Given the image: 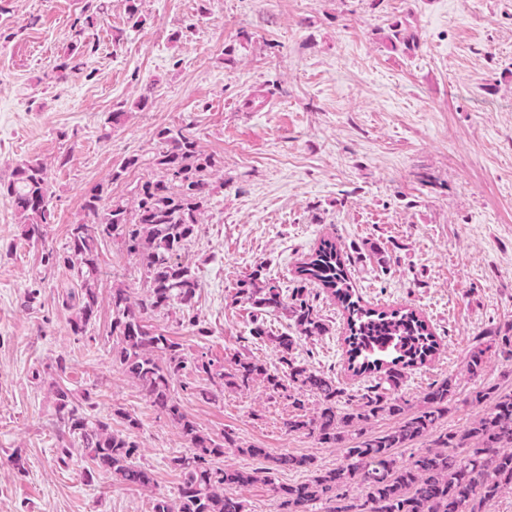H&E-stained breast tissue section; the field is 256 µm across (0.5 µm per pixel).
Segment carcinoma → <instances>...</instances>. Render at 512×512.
Segmentation results:
<instances>
[{"mask_svg":"<svg viewBox=\"0 0 512 512\" xmlns=\"http://www.w3.org/2000/svg\"><path fill=\"white\" fill-rule=\"evenodd\" d=\"M165 145L156 159L162 175L141 183L135 205L106 201L107 189L95 188L85 199L88 220L72 224L66 251L57 256L47 251L44 261L62 259L73 288L61 295L62 304L77 308L71 321L76 334L96 321L99 295L101 241L118 242L136 258L147 274V291L133 308L124 288L112 290L111 332L113 361L139 384L159 413L179 427L188 451L174 460L180 470L178 500L164 495L154 499L153 512H245L244 501L234 490L263 482L271 487L275 512H489V508L512 492V389L481 388L471 403L481 412L460 430H441L448 414V401L455 383L448 378L433 384L422 404L411 410L395 397L404 370L421 365L437 349L431 326L421 315L407 309H375L361 304L346 260L336 244L325 240L298 269L303 285L283 301L271 280L257 270L240 282L234 302L264 311L282 309L298 331L319 336L325 324L319 316L306 283H317L336 298L346 313L348 369L354 374H380L371 391L341 400L344 391L323 373L287 361L288 378L320 399L309 417L288 419V431L317 439L329 448L342 450V462L320 469L307 455L288 452L275 456L255 446L244 447L230 432L219 439L201 429L171 392L174 377L192 370L208 380L219 379L228 389H246L262 381L268 390L285 389L279 377L250 355L236 351L224 358L222 371H213V360L190 357L170 337L155 332L147 318L177 314L179 321L196 326L191 309L197 277L181 261V250L199 224V215L214 191L210 181L213 158L183 128L158 132ZM54 197L50 173L41 162L16 167L14 179L0 185V199L7 202L25 224V235L38 242L51 219ZM512 362V326L476 337L467 358L469 377L478 381L492 354ZM56 416L62 422L59 459L70 457L72 442H78L87 462L86 474L107 473L124 484L149 489L155 485L151 470L136 461L138 445L129 431L138 421L120 411L128 432L89 412L90 396L75 395L67 386L54 384ZM382 414L399 417L388 431L367 432L366 425ZM432 435L431 446L411 455L408 462L396 460L395 450L407 448ZM227 451L262 457L271 466L255 471L227 468L218 462ZM279 470L308 471L311 478L297 484L279 485L272 474Z\"/></svg>","mask_w":512,"mask_h":512,"instance_id":"cac0c4a2","label":"carcinoma"}]
</instances>
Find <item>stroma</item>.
Returning a JSON list of instances; mask_svg holds the SVG:
<instances>
[{
    "mask_svg": "<svg viewBox=\"0 0 512 512\" xmlns=\"http://www.w3.org/2000/svg\"><path fill=\"white\" fill-rule=\"evenodd\" d=\"M0 0V180L38 159L53 181L45 239H27L0 201V512H152L156 494L177 499L172 461L188 444L145 392L112 361L113 289L141 298L144 271L104 241L97 319L74 335L75 312L58 299L71 282L45 252H63L85 197L101 183L133 202L156 177L157 133L184 127L213 157L215 191L182 257L199 281L195 312L206 335L157 314L152 328L191 357L223 366L248 353L287 377L275 337H295L294 361L335 379L349 394L372 378L346 363L340 304L310 285L327 330L298 335L285 312L264 314L253 336L235 302L254 270L290 296L297 268L324 240L349 259L364 304L413 309L438 348L408 369L399 396L419 407L429 387L456 381L442 428L477 409L465 371L472 339L512 325V0ZM89 27L81 63L50 79L75 32ZM407 36L393 45L392 27ZM122 112L118 127L108 116ZM137 166L119 180L128 157ZM90 393L93 414L122 429L114 409L136 416L137 461L155 486L131 487L105 473L86 477L80 453L59 446L52 384ZM180 390L186 413L214 438L313 456L334 467L342 451L288 432L316 397L270 394L265 385L216 390L206 400Z\"/></svg>",
    "mask_w": 512,
    "mask_h": 512,
    "instance_id": "1",
    "label": "stroma"
}]
</instances>
